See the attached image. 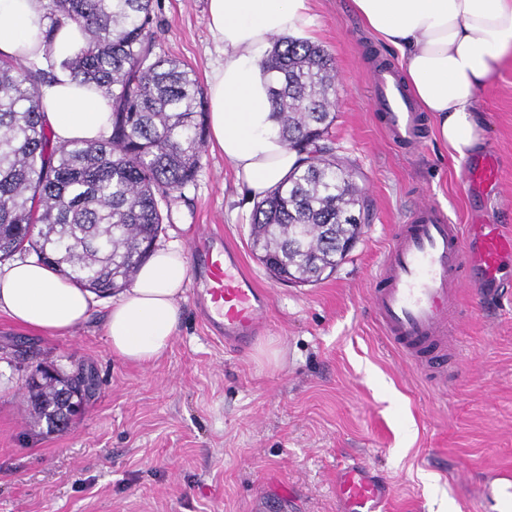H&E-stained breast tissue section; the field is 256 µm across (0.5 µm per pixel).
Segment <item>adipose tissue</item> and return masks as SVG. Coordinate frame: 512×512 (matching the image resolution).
Wrapping results in <instances>:
<instances>
[{
  "mask_svg": "<svg viewBox=\"0 0 512 512\" xmlns=\"http://www.w3.org/2000/svg\"><path fill=\"white\" fill-rule=\"evenodd\" d=\"M45 2L0 0V56L28 62L49 53L62 59L85 47L84 33L70 21L45 43ZM352 6L367 28L398 50L403 80L434 119L440 140L461 158L477 150L486 134L478 94L512 56V0H352ZM309 11L310 0H208V27L224 47V63L207 83L209 140L253 199L265 197L298 160L271 132L264 62L274 38L307 35ZM41 92L55 144L110 134L112 106L103 92L65 72ZM188 279L182 248H155L108 312L113 354L141 365L160 360L180 321ZM91 309L90 291L37 261L0 268V313L23 328L66 331L83 324Z\"/></svg>",
  "mask_w": 512,
  "mask_h": 512,
  "instance_id": "obj_1",
  "label": "adipose tissue"
}]
</instances>
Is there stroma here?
Wrapping results in <instances>:
<instances>
[{"label":"stroma","mask_w":512,"mask_h":512,"mask_svg":"<svg viewBox=\"0 0 512 512\" xmlns=\"http://www.w3.org/2000/svg\"><path fill=\"white\" fill-rule=\"evenodd\" d=\"M154 7L157 54L206 82L224 61L207 0ZM310 16L309 40L336 70L328 143L369 208L359 240L328 279L278 280L250 247L246 187L222 153L206 150L158 242L187 250L220 232L269 297V327L244 354L228 353L187 294L170 349L143 367L111 351V297L62 332L0 315V512H336V477L354 457L386 477L388 512H463L481 481L512 470V290L467 297L470 359L440 384L386 345L367 304L380 259L420 199L457 224L487 215L512 229V57L479 94L500 180L471 192L430 117L417 148L380 131L373 61L401 59L351 0H311ZM40 362L96 377L68 432L29 424L26 381Z\"/></svg>","instance_id":"35a3bbf8"}]
</instances>
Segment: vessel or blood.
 <instances>
[{
    "label": "vessel or blood",
    "instance_id": "b4317fda",
    "mask_svg": "<svg viewBox=\"0 0 512 512\" xmlns=\"http://www.w3.org/2000/svg\"><path fill=\"white\" fill-rule=\"evenodd\" d=\"M375 98L389 136L412 146L421 143V116L394 68L373 72ZM494 148L467 162L463 179L473 188L497 183ZM194 274L201 286L192 299L203 306L217 338L234 350L249 349L265 326L269 300L247 274L235 248L222 236L203 239ZM512 259V232L494 223L456 224L440 207L416 206L399 225L382 257L368 293V306L386 342L436 379L468 354L462 326L470 311L466 290L484 293L506 279L504 258ZM339 512H384V479L356 460L341 468L336 483ZM476 512H512V474L480 485Z\"/></svg>",
    "mask_w": 512,
    "mask_h": 512
}]
</instances>
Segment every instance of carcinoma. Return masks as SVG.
Returning <instances> with one entry per match:
<instances>
[{
	"label": "carcinoma",
	"mask_w": 512,
	"mask_h": 512,
	"mask_svg": "<svg viewBox=\"0 0 512 512\" xmlns=\"http://www.w3.org/2000/svg\"><path fill=\"white\" fill-rule=\"evenodd\" d=\"M51 44L64 20L88 42L75 56L0 62V261L34 252L105 297L130 286L150 256L170 199L194 184L207 143L204 93L185 64L155 53L153 0H47ZM266 68L275 131L300 163L257 203L251 247L276 278L314 283L336 270L362 234L364 199L349 168L319 144L334 120L336 74L321 46L274 42ZM65 71L112 101V130L55 145L41 87ZM28 384L38 421L69 428L66 412L95 391L94 376L38 365Z\"/></svg>",
	"instance_id": "cac0c4a2"
}]
</instances>
